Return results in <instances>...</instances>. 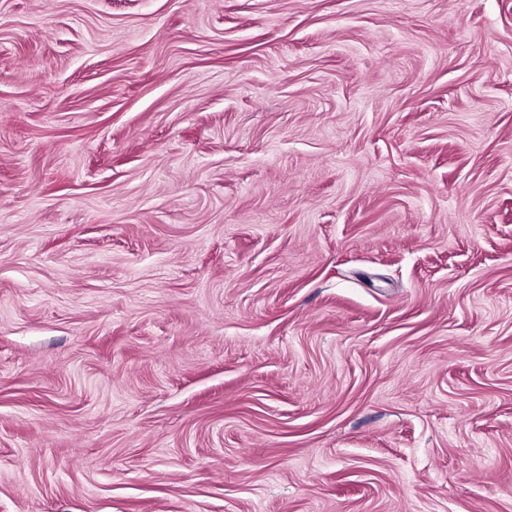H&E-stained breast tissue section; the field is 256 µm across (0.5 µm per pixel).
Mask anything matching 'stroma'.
<instances>
[{"label": "stroma", "mask_w": 512, "mask_h": 512, "mask_svg": "<svg viewBox=\"0 0 512 512\" xmlns=\"http://www.w3.org/2000/svg\"><path fill=\"white\" fill-rule=\"evenodd\" d=\"M0 512H512V0H0Z\"/></svg>", "instance_id": "stroma-1"}]
</instances>
